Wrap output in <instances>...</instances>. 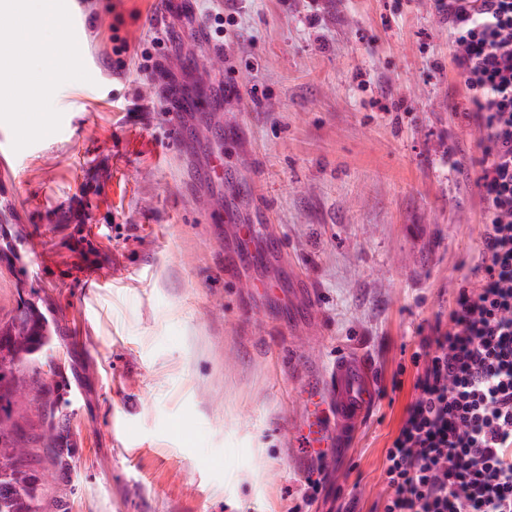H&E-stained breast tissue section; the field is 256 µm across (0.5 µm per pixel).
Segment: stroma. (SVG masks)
I'll list each match as a JSON object with an SVG mask.
<instances>
[{
  "instance_id": "stroma-1",
  "label": "stroma",
  "mask_w": 512,
  "mask_h": 512,
  "mask_svg": "<svg viewBox=\"0 0 512 512\" xmlns=\"http://www.w3.org/2000/svg\"><path fill=\"white\" fill-rule=\"evenodd\" d=\"M224 64L194 14L157 0H73L43 40L93 68L53 87L51 111L0 104V327L20 303L47 342L30 369L46 396L18 400L20 444L49 512H380L386 450L414 397L411 362L447 328L482 231L480 153L432 0H228ZM180 26L152 77L138 54ZM129 43L113 50L112 37ZM228 84L213 143L232 188L201 185L207 156L178 148L171 89ZM224 224H209V203ZM271 218L287 285L315 310L244 296L224 278L225 223ZM50 263L31 275L27 248ZM97 270L102 284H87ZM370 362L379 399L319 465L291 452L300 362ZM57 427L55 452L43 434Z\"/></svg>"
}]
</instances>
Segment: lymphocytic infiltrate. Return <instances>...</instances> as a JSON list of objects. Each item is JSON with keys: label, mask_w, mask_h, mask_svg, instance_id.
I'll list each match as a JSON object with an SVG mask.
<instances>
[{"label": "lymphocytic infiltrate", "mask_w": 512, "mask_h": 512, "mask_svg": "<svg viewBox=\"0 0 512 512\" xmlns=\"http://www.w3.org/2000/svg\"><path fill=\"white\" fill-rule=\"evenodd\" d=\"M480 133L484 204L447 331L423 343L382 471V512H512V0H434Z\"/></svg>", "instance_id": "f902f5d3"}]
</instances>
